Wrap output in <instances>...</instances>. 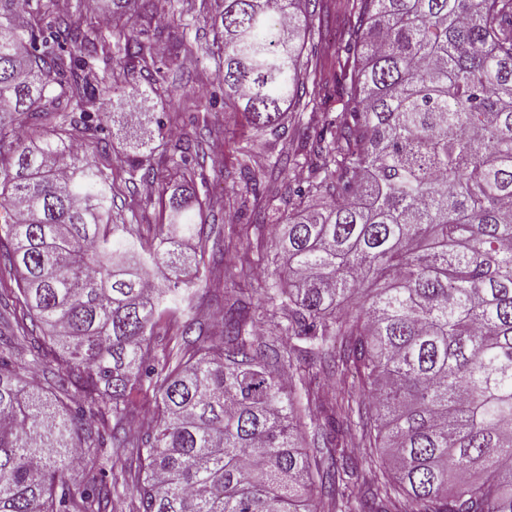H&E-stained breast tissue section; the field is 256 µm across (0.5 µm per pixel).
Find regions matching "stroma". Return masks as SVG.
Here are the masks:
<instances>
[{
	"label": "stroma",
	"mask_w": 512,
	"mask_h": 512,
	"mask_svg": "<svg viewBox=\"0 0 512 512\" xmlns=\"http://www.w3.org/2000/svg\"><path fill=\"white\" fill-rule=\"evenodd\" d=\"M320 7L331 18L333 34L319 42L316 51L323 65L320 105L314 117L290 107L285 115L286 131L279 136L252 129L245 115L224 98V87L216 74L223 53L220 36L222 0H151L147 10L133 8L123 14L103 8L101 0H53L54 14L76 22H91L98 28L105 57L116 55L119 32L136 29L149 52L133 61L132 72L120 79L115 89L118 99L135 101L141 112L138 124L104 115L98 135H77L88 161L112 171V210L137 217L140 231L163 223L166 189L180 183L182 172L169 161L170 136L197 144L192 160L197 180L196 196L206 231L233 234L223 261L205 260L202 279L195 288L194 316L210 330H220L225 301L246 295L250 315L257 328L255 343L278 352L288 348L286 319L281 312L265 309L256 285L257 271L274 273L277 264L272 239L278 224L289 210L288 193L301 185L305 166L287 174L272 172L268 160L294 152L297 138L311 124L321 125L346 111V97L335 82L345 68L347 55L337 34L342 25V0H321ZM167 74L163 84H155L154 70ZM140 139L151 148L156 177L151 181L129 179L125 161L129 144ZM252 177L244 179L241 168ZM273 209L264 225H256L254 212L265 203ZM249 253L253 277L236 278L231 268L242 253Z\"/></svg>",
	"instance_id": "obj_1"
}]
</instances>
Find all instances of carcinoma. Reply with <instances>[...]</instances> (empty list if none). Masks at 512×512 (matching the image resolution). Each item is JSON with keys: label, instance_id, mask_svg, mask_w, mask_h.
Wrapping results in <instances>:
<instances>
[{"label": "carcinoma", "instance_id": "obj_1", "mask_svg": "<svg viewBox=\"0 0 512 512\" xmlns=\"http://www.w3.org/2000/svg\"><path fill=\"white\" fill-rule=\"evenodd\" d=\"M48 2L0 0V512H119L120 487L131 512H315V477L332 512H512V0H345L349 111L295 149L310 177L264 298L298 351L353 376L327 406L360 432L362 465L298 446L281 356L250 340L241 299L224 335L188 339L200 262L179 247L204 231L190 143L172 147L184 183L147 238L113 220L111 174L18 135L59 116L97 129L103 90L144 55L125 33L81 79L97 30ZM310 2L224 0V96L257 131L285 128L287 103L316 111L322 65L297 43ZM141 396L155 418L139 437ZM108 446L127 463L72 491L75 449H99L103 472Z\"/></svg>", "mask_w": 512, "mask_h": 512}]
</instances>
